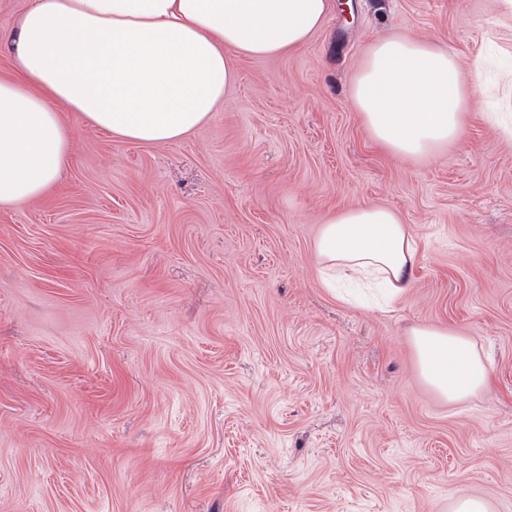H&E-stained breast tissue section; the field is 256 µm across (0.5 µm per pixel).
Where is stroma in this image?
<instances>
[{
	"label": "stroma",
	"mask_w": 512,
	"mask_h": 512,
	"mask_svg": "<svg viewBox=\"0 0 512 512\" xmlns=\"http://www.w3.org/2000/svg\"><path fill=\"white\" fill-rule=\"evenodd\" d=\"M298 51L238 62L203 127L116 140L79 113L62 178L0 208V512H512V144L475 92L430 159L380 147L365 52L426 38L512 69L493 0H354ZM394 210L418 244L389 306L344 300L320 224ZM474 337L491 389L451 405L408 332Z\"/></svg>",
	"instance_id": "stroma-1"
}]
</instances>
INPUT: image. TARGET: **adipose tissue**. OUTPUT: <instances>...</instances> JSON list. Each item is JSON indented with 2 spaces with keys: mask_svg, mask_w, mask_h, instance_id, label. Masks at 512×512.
Segmentation results:
<instances>
[{
  "mask_svg": "<svg viewBox=\"0 0 512 512\" xmlns=\"http://www.w3.org/2000/svg\"><path fill=\"white\" fill-rule=\"evenodd\" d=\"M330 11L331 0H29L9 38L12 75L0 79V206L60 179L70 144L60 108L120 141H177L222 108L239 59L301 48ZM470 74L428 40H380L354 77V108L392 155L430 157L462 134L478 67ZM314 250L329 281L373 279L393 299L413 285L418 247L391 209L330 217ZM410 336L420 376L448 403L489 388L473 337L429 326Z\"/></svg>",
  "mask_w": 512,
  "mask_h": 512,
  "instance_id": "obj_1",
  "label": "adipose tissue"
}]
</instances>
